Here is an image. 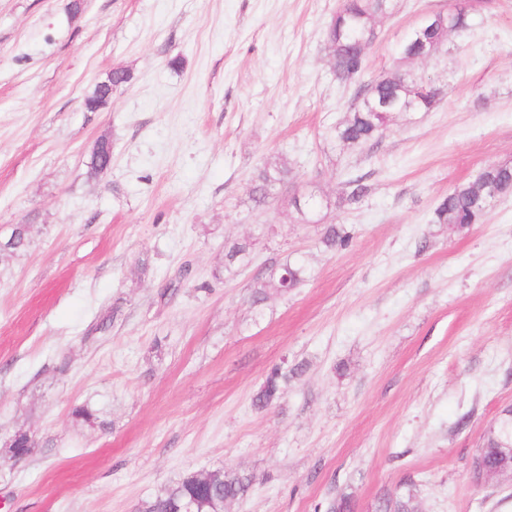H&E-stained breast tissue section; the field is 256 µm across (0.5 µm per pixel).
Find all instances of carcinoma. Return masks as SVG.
<instances>
[{
    "mask_svg": "<svg viewBox=\"0 0 512 512\" xmlns=\"http://www.w3.org/2000/svg\"><path fill=\"white\" fill-rule=\"evenodd\" d=\"M393 10L392 0H342L336 14L328 24L324 42L329 61L337 78L342 82L356 80L367 65L366 49L376 39L373 19ZM472 10L471 0H450L448 9L443 13L444 28L437 34V43H442L449 33L465 30L469 25ZM132 74L128 70H112V85L100 82L95 86L86 106L93 111L104 103L105 96L112 88L130 83ZM408 104L423 112H429L436 104V95H429L423 101L416 100L413 86L401 81L396 71L368 84H361L354 93L350 116L336 131L338 139L349 146H364L376 139L382 132L387 113L396 111ZM99 150L90 156V168L97 172L106 162L110 143L106 139L98 142ZM486 181L495 185L504 194H512V164H491L484 168ZM289 169L285 165H264L252 178L251 194L254 202L262 204L270 193L279 190L288 181ZM368 192V187L360 179H351L345 183V191L339 197V204L351 206L359 202ZM483 196V184L473 181L456 187L448 196L442 198L433 211L432 222L448 224L454 228H465L472 224L483 223L486 212L479 197ZM353 240V233L345 228L329 226L323 236V243L334 249H346ZM29 245L26 226L17 228L14 245L7 251H0V258H8L26 249ZM303 282L301 268L284 264L276 269L269 278L258 287L252 303L258 306L267 296V287L284 294ZM302 372V367L287 368L276 366L267 375L260 389L253 397V406L267 409L283 393L288 380ZM474 464L502 473L512 471V409L507 410L496 429L479 449ZM249 482L236 475H223V481L213 490L198 487L186 478L169 489L164 495L147 503L144 512H171L173 500L191 504V512H217L213 499H235L244 496Z\"/></svg>",
    "mask_w": 512,
    "mask_h": 512,
    "instance_id": "carcinoma-1",
    "label": "carcinoma"
}]
</instances>
